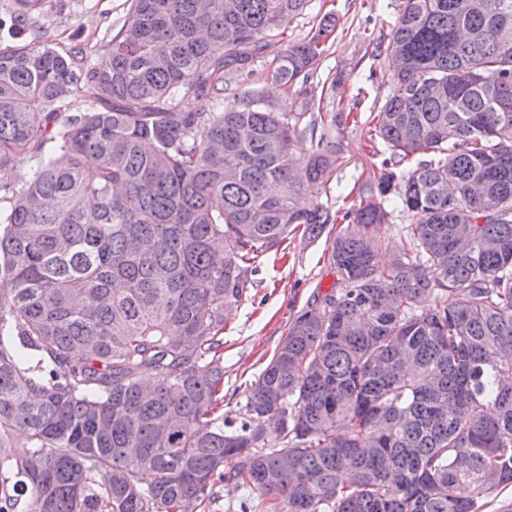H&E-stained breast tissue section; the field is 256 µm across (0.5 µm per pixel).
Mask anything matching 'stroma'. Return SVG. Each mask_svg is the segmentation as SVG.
<instances>
[{
    "instance_id": "35a3bbf8",
    "label": "stroma",
    "mask_w": 512,
    "mask_h": 512,
    "mask_svg": "<svg viewBox=\"0 0 512 512\" xmlns=\"http://www.w3.org/2000/svg\"><path fill=\"white\" fill-rule=\"evenodd\" d=\"M401 0H310L306 11L287 21L289 41L303 40L329 12L340 20L335 41L322 56L311 79L314 87L344 74V104L355 122L337 130L345 165L337 171L319 203L347 210L358 203L351 189L379 162L371 141L369 117L378 112L396 86L393 69L375 42L392 29ZM127 0H63L50 8L42 32L59 51L84 48L94 55L128 18ZM283 254L270 256L253 278L244 301L224 321V392L232 394L260 374L271 359L286 324L317 292L336 286L325 238L308 239L293 232Z\"/></svg>"
}]
</instances>
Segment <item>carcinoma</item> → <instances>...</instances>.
<instances>
[{
    "label": "carcinoma",
    "instance_id": "cac0c4a2",
    "mask_svg": "<svg viewBox=\"0 0 512 512\" xmlns=\"http://www.w3.org/2000/svg\"><path fill=\"white\" fill-rule=\"evenodd\" d=\"M309 2L130 0L92 62L41 41L45 0L0 18L31 38L0 43V512H184L223 482L243 512H485L512 487V0H402L385 156L342 215L298 204L347 120L323 102L341 77L305 87L338 18L285 41ZM278 43L295 112L252 80ZM340 220L341 287L224 401V313L290 233Z\"/></svg>",
    "mask_w": 512,
    "mask_h": 512
}]
</instances>
